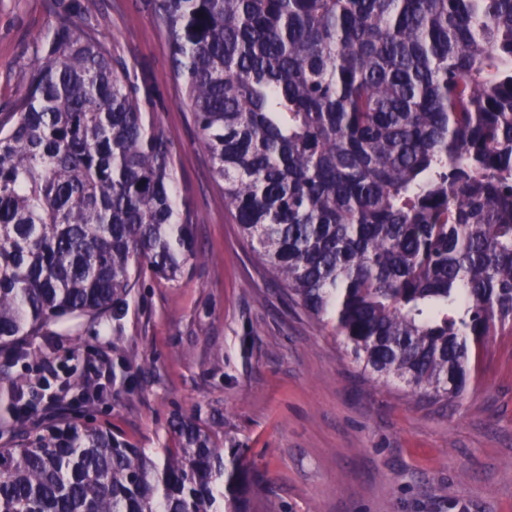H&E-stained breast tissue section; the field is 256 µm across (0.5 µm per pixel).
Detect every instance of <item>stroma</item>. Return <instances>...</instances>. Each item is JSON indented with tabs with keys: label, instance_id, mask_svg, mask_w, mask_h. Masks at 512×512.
Masks as SVG:
<instances>
[{
	"label": "stroma",
	"instance_id": "stroma-1",
	"mask_svg": "<svg viewBox=\"0 0 512 512\" xmlns=\"http://www.w3.org/2000/svg\"><path fill=\"white\" fill-rule=\"evenodd\" d=\"M69 12L98 28L146 98L204 257L176 282L143 275L105 323L36 337L20 360L1 355L0 445L14 436V391L44 361L75 382L100 364L112 378L105 401L69 390L29 429L65 412L163 448L172 415L198 418L263 476L255 512H512V329L490 337L457 402L433 405L364 373L240 236L145 0H0V113L14 109L34 36Z\"/></svg>",
	"mask_w": 512,
	"mask_h": 512
}]
</instances>
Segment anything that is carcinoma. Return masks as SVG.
Listing matches in <instances>:
<instances>
[{"mask_svg":"<svg viewBox=\"0 0 512 512\" xmlns=\"http://www.w3.org/2000/svg\"><path fill=\"white\" fill-rule=\"evenodd\" d=\"M224 208L362 371L460 399L512 322V0H147ZM0 115V354L200 259L172 152L94 27L61 16ZM87 384L79 399L99 402ZM0 512H253L246 450L16 422Z\"/></svg>","mask_w":512,"mask_h":512,"instance_id":"cac0c4a2","label":"carcinoma"}]
</instances>
